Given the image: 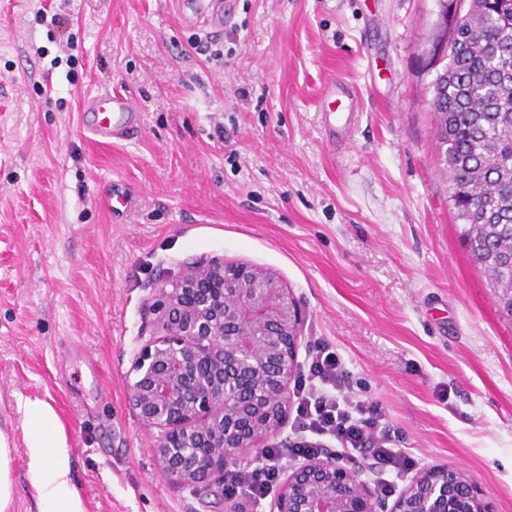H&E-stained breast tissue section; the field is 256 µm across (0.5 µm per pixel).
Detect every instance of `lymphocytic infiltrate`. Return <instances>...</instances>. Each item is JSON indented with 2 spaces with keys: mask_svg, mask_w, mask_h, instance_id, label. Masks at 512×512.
<instances>
[{
  "mask_svg": "<svg viewBox=\"0 0 512 512\" xmlns=\"http://www.w3.org/2000/svg\"><path fill=\"white\" fill-rule=\"evenodd\" d=\"M347 373L339 354L329 345H319L312 356L308 373L298 383L293 427L298 439L288 448L266 449L262 461L226 471L227 487L262 500L273 487L279 463L284 456L305 457L321 452L320 438L335 441L337 457L353 460L370 453L378 470L377 487L382 494L393 492L399 481L415 465L406 449L393 447L387 434L377 433L380 412L377 405L356 401L343 386Z\"/></svg>",
  "mask_w": 512,
  "mask_h": 512,
  "instance_id": "f902f5d3",
  "label": "lymphocytic infiltrate"
}]
</instances>
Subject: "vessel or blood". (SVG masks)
Masks as SVG:
<instances>
[{
    "mask_svg": "<svg viewBox=\"0 0 512 512\" xmlns=\"http://www.w3.org/2000/svg\"><path fill=\"white\" fill-rule=\"evenodd\" d=\"M184 6L187 23L208 26L215 33L223 31L228 15L224 0H185ZM338 96L347 98V107L342 110L328 108L323 112L324 131L333 142L344 140L357 110V99L349 88L334 81L328 82L321 94L322 99ZM82 109L91 115L83 127L97 142L108 144L116 139H126L137 130L139 106L130 95L105 91L89 97Z\"/></svg>",
    "mask_w": 512,
    "mask_h": 512,
    "instance_id": "1",
    "label": "vessel or blood"
}]
</instances>
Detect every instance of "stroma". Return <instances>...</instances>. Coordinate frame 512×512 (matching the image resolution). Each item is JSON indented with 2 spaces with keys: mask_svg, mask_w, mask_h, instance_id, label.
I'll return each instance as SVG.
<instances>
[{
  "mask_svg": "<svg viewBox=\"0 0 512 512\" xmlns=\"http://www.w3.org/2000/svg\"><path fill=\"white\" fill-rule=\"evenodd\" d=\"M454 6L234 0L211 34L176 0H0V432L51 397L87 512H224L157 472L127 404L153 289L222 258L290 289L299 368L329 344L416 468L459 466L512 512V320L460 241L430 105ZM332 78L361 112L338 146ZM111 90L139 130L103 145L80 112ZM336 96L347 98L348 105L345 109L336 110L330 107L336 102ZM332 98L333 100L328 103V109H323V127L329 140L336 144V141H343L350 130L358 104L349 88L337 83L336 80L328 82L321 93L322 101Z\"/></svg>",
  "mask_w": 512,
  "mask_h": 512,
  "instance_id": "35a3bbf8",
  "label": "stroma"
}]
</instances>
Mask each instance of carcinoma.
<instances>
[{"instance_id":"1","label":"carcinoma","mask_w":512,"mask_h":512,"mask_svg":"<svg viewBox=\"0 0 512 512\" xmlns=\"http://www.w3.org/2000/svg\"><path fill=\"white\" fill-rule=\"evenodd\" d=\"M434 89L459 237L512 319V0L474 4L466 46L450 49Z\"/></svg>"}]
</instances>
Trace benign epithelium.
Segmentation results:
<instances>
[{
    "label": "benign epithelium",
    "mask_w": 512,
    "mask_h": 512,
    "mask_svg": "<svg viewBox=\"0 0 512 512\" xmlns=\"http://www.w3.org/2000/svg\"><path fill=\"white\" fill-rule=\"evenodd\" d=\"M469 0L441 30L462 41ZM157 333L133 363L127 403L159 431L157 469L210 491L224 470L255 463L281 430L306 315L272 271L222 259L191 262L153 291ZM356 464L320 453L277 482L271 512H492L472 476L455 466L419 470L390 509Z\"/></svg>",
    "instance_id": "benign-epithelium-1"
}]
</instances>
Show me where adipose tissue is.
<instances>
[{
    "label": "adipose tissue",
    "instance_id": "obj_1",
    "mask_svg": "<svg viewBox=\"0 0 512 512\" xmlns=\"http://www.w3.org/2000/svg\"><path fill=\"white\" fill-rule=\"evenodd\" d=\"M18 410L31 495L39 512H86L66 430L52 399L24 397Z\"/></svg>",
    "mask_w": 512,
    "mask_h": 512
}]
</instances>
